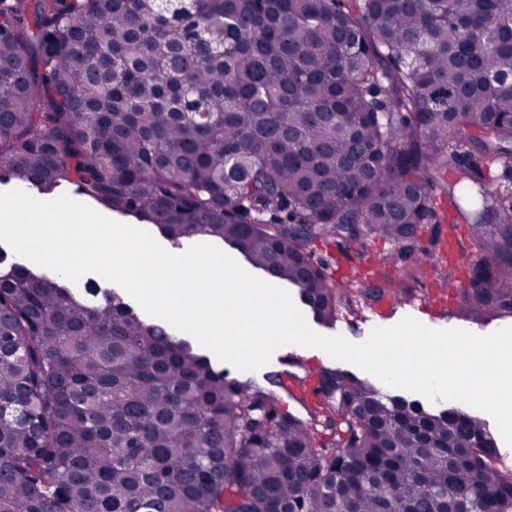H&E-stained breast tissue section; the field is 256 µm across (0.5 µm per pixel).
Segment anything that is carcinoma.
I'll list each match as a JSON object with an SVG mask.
<instances>
[{
  "mask_svg": "<svg viewBox=\"0 0 512 512\" xmlns=\"http://www.w3.org/2000/svg\"><path fill=\"white\" fill-rule=\"evenodd\" d=\"M511 144L512 0H0V182L219 239L321 324L402 277L353 288L312 245L427 263L440 196L463 317H512ZM86 292L0 270V512H512L485 420L325 367L302 415Z\"/></svg>",
  "mask_w": 512,
  "mask_h": 512,
  "instance_id": "obj_1",
  "label": "carcinoma"
}]
</instances>
